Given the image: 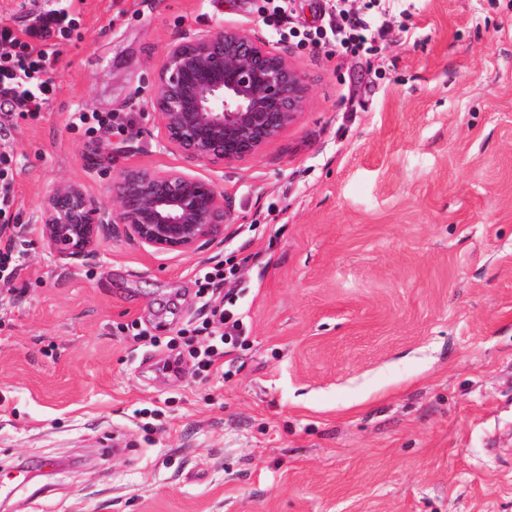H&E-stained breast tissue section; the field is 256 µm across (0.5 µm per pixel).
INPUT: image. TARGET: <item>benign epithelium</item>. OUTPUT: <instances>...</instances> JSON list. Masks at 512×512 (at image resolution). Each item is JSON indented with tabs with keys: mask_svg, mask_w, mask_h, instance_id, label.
<instances>
[{
	"mask_svg": "<svg viewBox=\"0 0 512 512\" xmlns=\"http://www.w3.org/2000/svg\"><path fill=\"white\" fill-rule=\"evenodd\" d=\"M149 101L168 150L208 164L255 157L304 111L308 87L277 49L241 27L188 34L166 48ZM112 206L75 182L45 194L35 215L60 259L91 256L104 229L157 252H192L224 234V191L177 169L126 168L109 185Z\"/></svg>",
	"mask_w": 512,
	"mask_h": 512,
	"instance_id": "obj_1",
	"label": "benign epithelium"
}]
</instances>
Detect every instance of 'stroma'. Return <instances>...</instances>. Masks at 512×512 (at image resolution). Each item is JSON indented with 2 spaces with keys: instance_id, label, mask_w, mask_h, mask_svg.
<instances>
[{
  "instance_id": "obj_1",
  "label": "stroma",
  "mask_w": 512,
  "mask_h": 512,
  "mask_svg": "<svg viewBox=\"0 0 512 512\" xmlns=\"http://www.w3.org/2000/svg\"><path fill=\"white\" fill-rule=\"evenodd\" d=\"M264 0H83L36 116L0 120L20 266L0 281V470L53 461L0 512H512V0H395L370 54L286 41L309 104L255 158L166 150L154 74L182 36ZM87 108L124 136L68 125ZM130 167L224 191L223 237L158 253L121 225L58 260L34 217L62 180L106 198ZM239 259L248 339L229 379L134 341L198 317ZM69 125L73 129L83 132L86 136H93L103 130L111 132L114 127L121 134L124 133L127 126L132 123L131 118H123L116 114L105 115L98 112H88L85 109H78L70 112L68 117Z\"/></svg>"
}]
</instances>
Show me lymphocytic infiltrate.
Listing matches in <instances>:
<instances>
[{
	"label": "lymphocytic infiltrate",
	"mask_w": 512,
	"mask_h": 512,
	"mask_svg": "<svg viewBox=\"0 0 512 512\" xmlns=\"http://www.w3.org/2000/svg\"><path fill=\"white\" fill-rule=\"evenodd\" d=\"M269 2L263 23L283 41L323 42L341 54L364 55L389 34L386 17L390 0H365L359 13L349 10L344 0H335L326 24L302 30L291 20L289 0ZM76 27L77 20L67 9L53 6L43 9L22 29L0 27V99L22 113L42 111L55 88L58 41L70 37ZM236 275L237 266L229 259L203 268L197 280L198 294L204 300L203 314L168 340L152 335L136 321L125 325V332L153 346L166 345L172 351L186 346L200 371H223L228 349L243 344L247 333L244 317L236 306V291L231 287ZM222 285L227 288L223 299H214L215 290Z\"/></svg>",
	"instance_id": "lymphocytic-infiltrate-1"
}]
</instances>
